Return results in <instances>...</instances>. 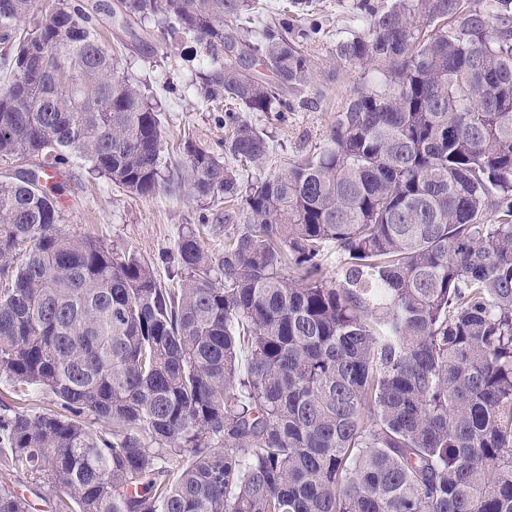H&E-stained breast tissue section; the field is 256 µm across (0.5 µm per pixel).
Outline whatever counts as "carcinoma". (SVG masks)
I'll list each match as a JSON object with an SVG mask.
<instances>
[{
  "mask_svg": "<svg viewBox=\"0 0 512 512\" xmlns=\"http://www.w3.org/2000/svg\"><path fill=\"white\" fill-rule=\"evenodd\" d=\"M291 6L257 28L254 0H0V160L41 159L0 178V382L60 408L0 402V466L51 512H512V0H354L365 30L333 57L382 83L268 173L243 113L307 102L320 28ZM101 13L202 47L224 155L181 142L162 173ZM69 153L129 194L223 201L200 223L224 253L187 228L165 288L61 230L41 181ZM30 509L0 486V512Z\"/></svg>",
  "mask_w": 512,
  "mask_h": 512,
  "instance_id": "carcinoma-1",
  "label": "carcinoma"
}]
</instances>
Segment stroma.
<instances>
[{"label": "stroma", "instance_id": "stroma-1", "mask_svg": "<svg viewBox=\"0 0 512 512\" xmlns=\"http://www.w3.org/2000/svg\"><path fill=\"white\" fill-rule=\"evenodd\" d=\"M325 34L308 47L312 83L304 107L279 121L260 112L246 118L270 139L268 170L322 144L336 112L351 88L363 78L361 70L336 65L332 50L338 37L361 31L363 24L352 0H316ZM104 44L122 61L121 71L137 83L157 110L163 136L162 167L181 161L180 142L190 140L215 153L224 151V114L207 100L196 78L195 43L180 41L152 29L140 39L117 37L108 19L98 24ZM62 206L61 229L126 248L149 260L162 286L176 287L182 271L174 246L187 225L197 223L199 202L181 195L159 193L131 196L92 172L87 161L70 155L55 178Z\"/></svg>", "mask_w": 512, "mask_h": 512}]
</instances>
